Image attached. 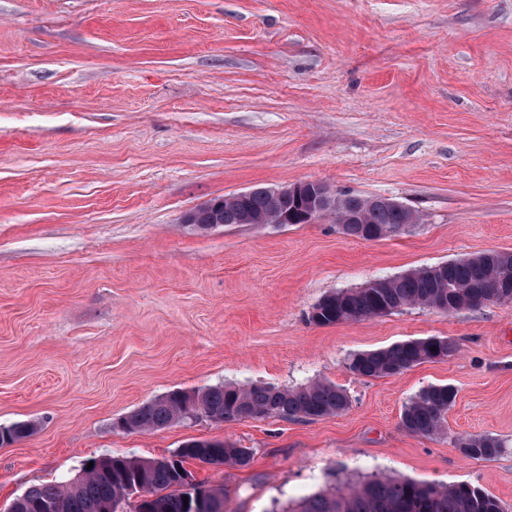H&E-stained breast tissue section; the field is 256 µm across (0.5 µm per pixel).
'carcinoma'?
<instances>
[{
    "mask_svg": "<svg viewBox=\"0 0 512 512\" xmlns=\"http://www.w3.org/2000/svg\"><path fill=\"white\" fill-rule=\"evenodd\" d=\"M306 199L283 197L273 201L265 188H255L245 197L226 196L219 202L223 222L242 223L244 213L269 221L298 215ZM336 221L351 215L360 224L341 225L344 234L372 240L377 231L383 239L406 232L417 222L407 207L372 206L369 197L342 194L339 208L332 211ZM493 295L502 302L512 297V253L487 251L479 255L414 269L386 278L374 288L336 290L324 295L312 308L310 321L316 325L360 322L408 307H423L453 314L474 310L482 299ZM459 351L451 337L431 336L407 340L389 347L351 356L348 368L365 378L402 373L425 362L443 361ZM457 391L450 385H432L421 390L403 408L400 426L415 436L433 437L447 429L448 411ZM346 391L331 381L318 380L296 388L266 384L217 385L201 391L169 392L120 417L117 427L127 433L162 429L187 419L198 411L215 421L264 418L319 419L348 409ZM30 422L0 428V446L28 436ZM454 446L468 458L491 459L500 454L502 441L490 434L458 436ZM208 450L218 451L224 464L246 467L251 453L228 441H192L161 459H140L106 455L93 460L90 469L51 485H35L16 497L11 512H45L60 503L61 512H124L131 497L138 498L134 512H191L183 503L187 460ZM286 512H505L495 496L468 484L439 485L426 481L371 478L346 489L317 493L302 499Z\"/></svg>",
    "mask_w": 512,
    "mask_h": 512,
    "instance_id": "cac0c4a2",
    "label": "carcinoma"
}]
</instances>
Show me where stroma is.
Segmentation results:
<instances>
[{"label": "stroma", "mask_w": 512, "mask_h": 512, "mask_svg": "<svg viewBox=\"0 0 512 512\" xmlns=\"http://www.w3.org/2000/svg\"><path fill=\"white\" fill-rule=\"evenodd\" d=\"M314 181L417 216L360 240L334 215L227 224L211 198ZM512 252V0H0V512L106 454L159 459L193 440L247 467H186L224 512H285L390 476L469 484L512 512V303L410 307L319 326L327 293ZM448 336L445 361L363 378L349 356ZM326 379L320 419H201L126 433L173 390ZM457 391L445 435L400 426L431 385ZM505 447L464 457L461 435Z\"/></svg>", "instance_id": "obj_1"}]
</instances>
